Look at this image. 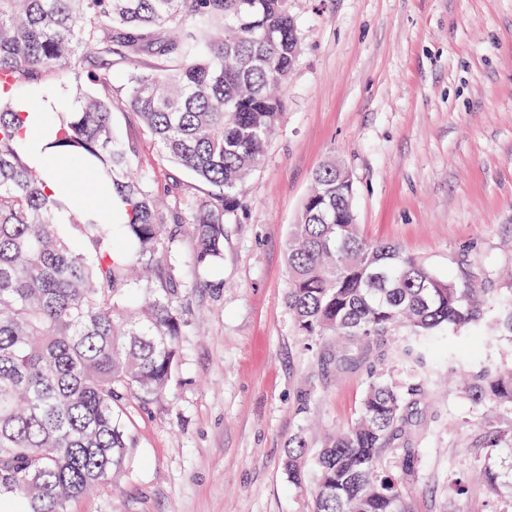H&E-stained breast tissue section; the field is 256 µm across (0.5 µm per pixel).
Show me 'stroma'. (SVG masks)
I'll list each match as a JSON object with an SVG mask.
<instances>
[{
  "label": "stroma",
  "instance_id": "stroma-1",
  "mask_svg": "<svg viewBox=\"0 0 512 512\" xmlns=\"http://www.w3.org/2000/svg\"><path fill=\"white\" fill-rule=\"evenodd\" d=\"M301 53L288 106L246 207L224 227V255L196 268L186 234L171 263L184 327L166 393L129 401L133 438L115 483L70 512H310L314 472L292 484L288 439L314 458L329 433L355 420L370 374L422 386L406 413L418 448L415 477L385 448L410 512H512V445L490 449L512 413L476 405L477 364L404 359V332L326 363L336 345L307 350L285 303L284 245L313 171L336 159L350 171L364 237L398 244L438 276L473 278L512 298V0H291ZM152 55L115 61L112 129L136 142L157 187L208 191L170 163L125 100L126 75ZM502 476L489 496L485 468Z\"/></svg>",
  "mask_w": 512,
  "mask_h": 512
}]
</instances>
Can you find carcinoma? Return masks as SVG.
<instances>
[{
  "label": "carcinoma",
  "mask_w": 512,
  "mask_h": 512,
  "mask_svg": "<svg viewBox=\"0 0 512 512\" xmlns=\"http://www.w3.org/2000/svg\"><path fill=\"white\" fill-rule=\"evenodd\" d=\"M300 36L291 0H0V497L23 512H68L70 503L123 471L131 438L121 415L134 397L167 391L183 320L175 288L129 300L139 275L164 260L166 228L154 179L133 172L138 147L112 134V90L98 74L112 58L154 53L131 70L126 99L173 164L208 187L189 201L194 262L224 249V225L246 203L244 184L286 109L279 93ZM90 69L94 86L82 82ZM61 76L48 130L53 175L68 188L84 169L112 188L118 222L76 199L61 234L64 197L20 150L28 107L14 88ZM353 181L330 161L312 173L290 225L286 304L298 335L370 345L397 330L406 355L431 358L447 335L479 326L492 310L512 338V301L468 279H443L397 245L364 237ZM474 402L512 410V373L488 364L474 375ZM373 378L356 421L315 457L312 512H408L381 453L406 443L408 400ZM302 435L288 439L284 469L302 480Z\"/></svg>",
  "instance_id": "carcinoma-1"
}]
</instances>
